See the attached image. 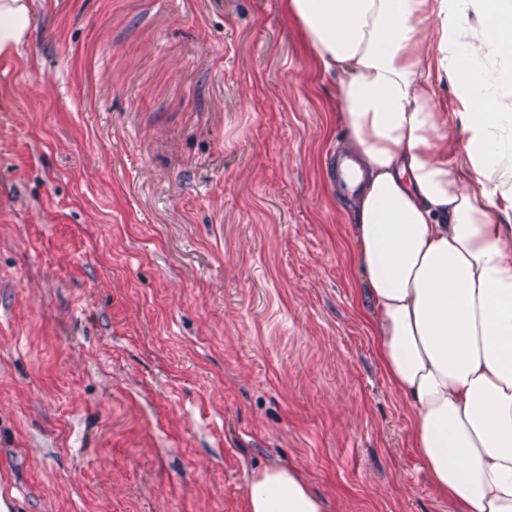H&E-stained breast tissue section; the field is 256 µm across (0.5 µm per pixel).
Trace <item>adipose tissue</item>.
Masks as SVG:
<instances>
[{
    "mask_svg": "<svg viewBox=\"0 0 512 512\" xmlns=\"http://www.w3.org/2000/svg\"><path fill=\"white\" fill-rule=\"evenodd\" d=\"M364 170L353 253L377 355L413 412L411 443L453 512H512V0H284ZM32 0H0V54ZM454 101L439 103L431 74ZM479 189H470L471 181ZM246 512H329L295 467L247 479Z\"/></svg>",
    "mask_w": 512,
    "mask_h": 512,
    "instance_id": "obj_1",
    "label": "adipose tissue"
}]
</instances>
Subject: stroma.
I'll list each match as a JSON object with an SVG mask.
<instances>
[{
    "instance_id": "1",
    "label": "stroma",
    "mask_w": 512,
    "mask_h": 512,
    "mask_svg": "<svg viewBox=\"0 0 512 512\" xmlns=\"http://www.w3.org/2000/svg\"><path fill=\"white\" fill-rule=\"evenodd\" d=\"M0 56V500L451 512L376 354L330 155L335 85L282 0H34ZM246 512H331L295 467L273 465L247 478Z\"/></svg>"
}]
</instances>
